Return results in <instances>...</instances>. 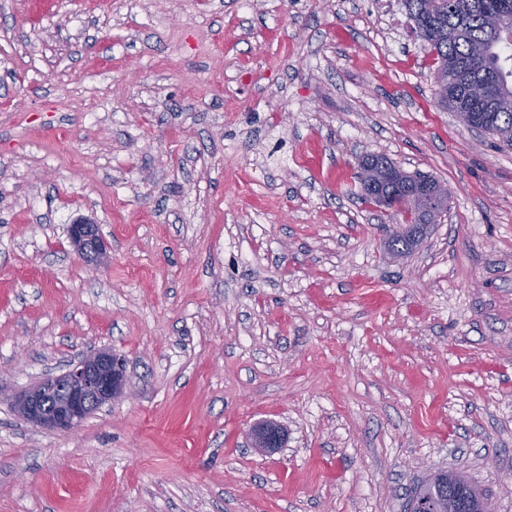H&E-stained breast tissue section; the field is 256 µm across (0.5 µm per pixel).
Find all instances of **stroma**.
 Instances as JSON below:
<instances>
[{"instance_id":"35a3bbf8","label":"stroma","mask_w":512,"mask_h":512,"mask_svg":"<svg viewBox=\"0 0 512 512\" xmlns=\"http://www.w3.org/2000/svg\"><path fill=\"white\" fill-rule=\"evenodd\" d=\"M430 62L401 0H0V512H512V147ZM368 154L448 186L410 256ZM103 348L132 399L16 412ZM69 240L77 254L95 266L104 265L108 254L107 245L99 234L96 224L81 222L68 230ZM250 446L258 452H271L279 448L285 439L282 427L276 424H262L248 433ZM444 475L447 476L446 486H448V491H454L461 499L467 500L469 503L468 511L475 512L473 511V508L476 506L477 502L483 498V496L467 479L460 475L448 473L447 471L438 472L422 485L423 489H431L433 486H438L442 483L441 481L444 478Z\"/></svg>"}]
</instances>
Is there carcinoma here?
I'll list each match as a JSON object with an SVG mask.
<instances>
[{"label":"carcinoma","instance_id":"obj_1","mask_svg":"<svg viewBox=\"0 0 512 512\" xmlns=\"http://www.w3.org/2000/svg\"><path fill=\"white\" fill-rule=\"evenodd\" d=\"M408 18L418 37L430 46L434 76L448 88V98L439 106L456 115L467 112L483 130L498 141L512 146V0H403ZM466 80L486 85L495 91L496 104L487 110L470 100L458 70ZM416 244V235L389 241V252L405 255ZM446 481L448 490L468 501L474 508L482 498L464 477L441 471L423 488L430 489Z\"/></svg>","mask_w":512,"mask_h":512}]
</instances>
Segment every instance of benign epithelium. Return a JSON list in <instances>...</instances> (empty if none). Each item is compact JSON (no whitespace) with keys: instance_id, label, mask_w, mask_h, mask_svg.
<instances>
[{"instance_id":"7a95c632","label":"benign epithelium","mask_w":512,"mask_h":512,"mask_svg":"<svg viewBox=\"0 0 512 512\" xmlns=\"http://www.w3.org/2000/svg\"><path fill=\"white\" fill-rule=\"evenodd\" d=\"M370 202L384 210L401 229L413 227L417 212L403 198L379 192L369 195ZM69 240L77 254L95 266L105 263L107 245L98 227L90 222L72 224ZM126 393L124 359L109 349L84 356L71 369L47 377L37 386L20 394L15 407L29 423L62 432L78 428L97 408L114 402ZM250 446L258 452H271L285 439L282 427L262 424L248 433Z\"/></svg>"}]
</instances>
